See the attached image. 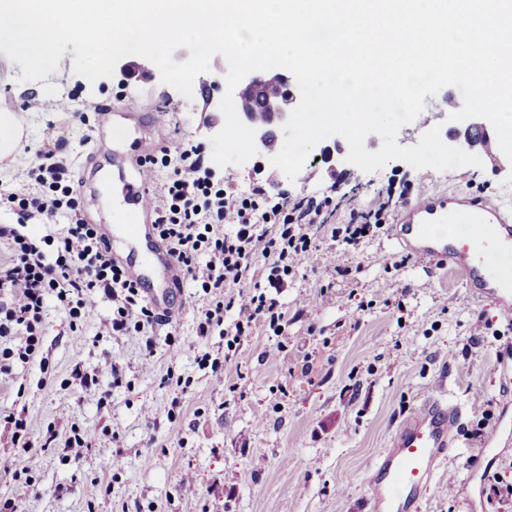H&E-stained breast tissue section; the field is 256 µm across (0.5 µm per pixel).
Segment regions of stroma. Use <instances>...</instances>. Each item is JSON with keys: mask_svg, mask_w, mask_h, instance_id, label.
<instances>
[{"mask_svg": "<svg viewBox=\"0 0 512 512\" xmlns=\"http://www.w3.org/2000/svg\"><path fill=\"white\" fill-rule=\"evenodd\" d=\"M74 57L66 50L56 72L24 83L21 66L0 52V106L24 118L28 135L16 161L0 163V184L25 179L42 150L57 145L56 157L65 166L60 183L74 188L63 198V211L85 215V194L75 186L96 144L98 110L105 106L114 109L111 141L131 142L140 126L156 146H193L210 159V139L224 125L219 103L226 85L216 79L228 68L223 56H213L209 72L197 78L212 90L207 101L182 96L144 58L136 60L134 70L119 64L111 78L92 83L74 73ZM39 91L68 101V109L30 111L29 100ZM451 92L447 86L425 96L420 115L400 128L398 144L416 145L434 127L444 137L457 129V121L442 110ZM128 101L140 104L131 119L119 110ZM348 148L339 135L320 141L292 180L266 164L260 152L241 166L214 167L213 181L244 198L262 184L274 197L313 195L339 202L341 221L348 207H370L386 188L408 202L426 191L458 190L512 211V169L504 167L503 153L478 149L479 168L416 169L393 160L366 173L335 162L337 151ZM315 243L353 266L351 277L337 280L317 306L307 309L304 299L319 291L326 274L302 268L290 276L276 295L286 313L280 337L245 340L244 364L228 365L222 383L195 364L203 346L196 334L202 305L197 295H190L177 330L178 361L170 362L166 332L158 330L149 371L141 368L136 337L111 334V302L99 301L76 345L67 309L50 301L42 360L0 374V454L13 449L5 423L12 413L26 416L36 438L52 423L60 434L75 427L94 440L83 462L57 448L21 457V464L35 472L38 492L19 501L18 512H119L125 501L138 503L140 512H185L192 502L204 512H367L371 464L388 447L397 423L441 391L462 409L461 449L438 474L420 512H512V495L497 493L512 487V436L495 443L484 473L469 479L462 469L464 451L482 447L499 419L512 421V391L498 385L501 364L512 365V329L493 300H475L455 273L415 258L404 268L388 267V260L402 252L384 231L355 250L323 232ZM399 285L408 292L395 302L391 296ZM477 321L483 330L473 348L469 342ZM280 343L287 347L281 354L275 351ZM114 362L126 371L127 383L119 388L107 372ZM78 363L97 371L98 386L67 387ZM170 366L193 378L173 419L167 413L177 395L159 384ZM231 382L237 392L228 390ZM147 407L152 417H145ZM111 458L114 472L96 473V463Z\"/></svg>", "mask_w": 512, "mask_h": 512, "instance_id": "35a3bbf8", "label": "stroma"}]
</instances>
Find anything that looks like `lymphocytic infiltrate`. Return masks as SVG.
I'll use <instances>...</instances> for the list:
<instances>
[{"instance_id": "1", "label": "lymphocytic infiltrate", "mask_w": 512, "mask_h": 512, "mask_svg": "<svg viewBox=\"0 0 512 512\" xmlns=\"http://www.w3.org/2000/svg\"><path fill=\"white\" fill-rule=\"evenodd\" d=\"M177 155L180 164L172 185L156 187L153 193L154 228L173 253L183 284L201 294L197 334L206 344L196 361L219 379L228 364L241 358L244 340L280 333L284 313L272 292L290 274L329 266L335 275L349 276L348 267L329 263L313 246L316 232L326 230L333 240L357 247L380 229L388 205L351 210L339 224L316 198L286 199L282 206L293 220L280 224L257 204L267 193L265 186H255L249 200L231 189L209 194L208 176L199 164L185 150ZM56 239V250L48 256L22 229L0 225V247L7 254L0 267V373L10 371L14 362L39 357L51 297L74 318L70 331L76 340L83 337L82 323L94 315L90 299L110 301L113 335L139 337L144 360H151L157 327H177V319L147 302L93 225L69 219ZM259 261L264 264L260 271L255 268ZM6 423L15 446L25 452L59 448L79 459L89 445L88 434L77 429L63 438L55 427H47L36 443L25 416L8 415ZM0 476L12 486L10 494L0 497V512H17L19 500L37 490L33 470L8 453L0 458Z\"/></svg>"}]
</instances>
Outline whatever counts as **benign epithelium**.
<instances>
[{
    "instance_id": "obj_1",
    "label": "benign epithelium",
    "mask_w": 512,
    "mask_h": 512,
    "mask_svg": "<svg viewBox=\"0 0 512 512\" xmlns=\"http://www.w3.org/2000/svg\"><path fill=\"white\" fill-rule=\"evenodd\" d=\"M272 81H283L280 74L270 78L248 75L239 84L241 117L245 125L255 129V142L268 147L274 132L282 129L291 111L299 104L301 94L283 90L279 94L260 93V85ZM488 135L486 124L471 121L465 128L464 143L471 149L481 144V138Z\"/></svg>"
}]
</instances>
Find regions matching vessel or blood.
<instances>
[{
  "label": "vessel or blood",
  "instance_id": "1",
  "mask_svg": "<svg viewBox=\"0 0 512 512\" xmlns=\"http://www.w3.org/2000/svg\"><path fill=\"white\" fill-rule=\"evenodd\" d=\"M151 180L146 168L125 178L123 201L136 205L139 214L152 210ZM465 216L462 233H436L440 224ZM390 238L402 250L429 261L436 269H451L472 285L475 297L493 295L501 315L512 320V213L492 199L456 191H428L405 205L390 228ZM153 263L167 287L181 273L165 246H156ZM461 410L442 397L426 399L393 432L388 448L371 466L370 512H418L441 467L456 445L455 430Z\"/></svg>",
  "mask_w": 512,
  "mask_h": 512
}]
</instances>
